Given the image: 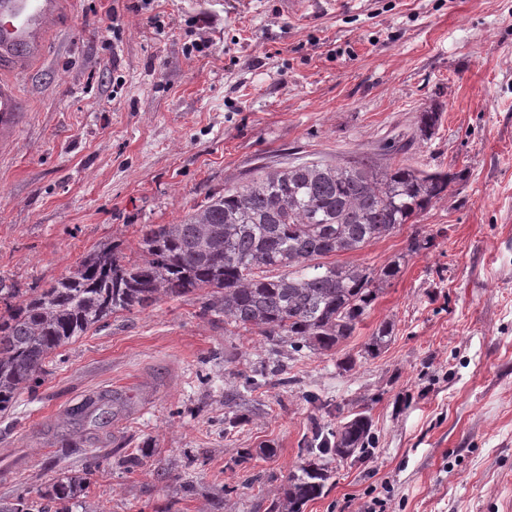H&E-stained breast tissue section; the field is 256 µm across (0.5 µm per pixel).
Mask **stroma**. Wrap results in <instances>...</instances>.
Listing matches in <instances>:
<instances>
[{"label":"stroma","instance_id":"stroma-1","mask_svg":"<svg viewBox=\"0 0 512 512\" xmlns=\"http://www.w3.org/2000/svg\"><path fill=\"white\" fill-rule=\"evenodd\" d=\"M306 2L294 15L287 0H77L19 82L0 278L43 286L103 243L137 259L141 225L176 223L262 166L356 156L465 180L346 254L406 262L336 355L302 351L288 385L248 394L243 424L225 427L224 393L267 347L225 334L199 296L117 312L61 348L0 414V503L87 471L92 512H259L314 426L363 411L369 455L331 460L304 512L374 496L387 512H512V0ZM417 231L436 245L407 254ZM386 321L388 346L362 357ZM347 356L355 367L337 369ZM104 393L118 401L98 421L71 419Z\"/></svg>","mask_w":512,"mask_h":512}]
</instances>
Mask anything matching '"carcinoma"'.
Instances as JSON below:
<instances>
[{"label": "carcinoma", "instance_id": "cac0c4a2", "mask_svg": "<svg viewBox=\"0 0 512 512\" xmlns=\"http://www.w3.org/2000/svg\"><path fill=\"white\" fill-rule=\"evenodd\" d=\"M439 119L438 112L420 113V136L430 138ZM459 178L364 158L265 166L175 224L142 225L136 260L104 243L41 288L23 291L0 278V412L21 390L39 386L58 349L113 313L202 291L204 308L223 315L224 330L232 335L254 333L276 355H298L305 348L335 353L396 277L404 257L379 268L326 258L359 251L414 223ZM433 246L434 236L415 234L407 254ZM392 332V324L383 323L364 353L380 355ZM282 370L276 362L251 375L242 372L243 389L267 385ZM112 401L91 399L75 415L91 420ZM372 444V421L363 412L334 429L315 428L304 462L288 472L283 497L266 512H302L323 494L327 458L359 460ZM87 486V474L70 473L34 497L1 505L0 512H71Z\"/></svg>", "mask_w": 512, "mask_h": 512}]
</instances>
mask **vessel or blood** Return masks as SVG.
I'll use <instances>...</instances> for the list:
<instances>
[{"label":"vessel or blood","mask_w":512,"mask_h":512,"mask_svg":"<svg viewBox=\"0 0 512 512\" xmlns=\"http://www.w3.org/2000/svg\"><path fill=\"white\" fill-rule=\"evenodd\" d=\"M63 5L64 0H0V68L11 73L10 78L0 77L1 144L14 141L28 109L17 79L43 54L46 33L56 25Z\"/></svg>","instance_id":"vessel-or-blood-1"}]
</instances>
